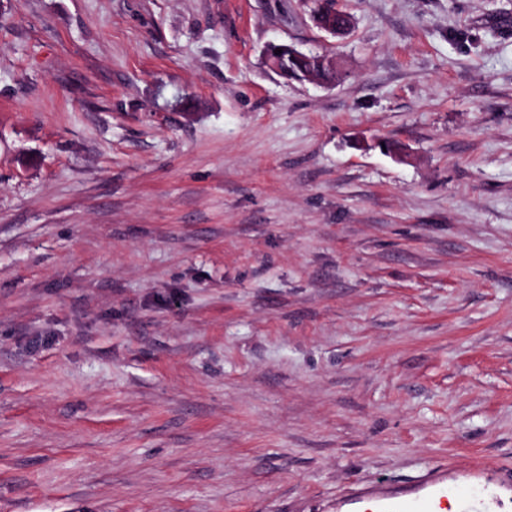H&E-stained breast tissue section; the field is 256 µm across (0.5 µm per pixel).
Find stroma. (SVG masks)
Segmentation results:
<instances>
[{
    "mask_svg": "<svg viewBox=\"0 0 512 512\" xmlns=\"http://www.w3.org/2000/svg\"><path fill=\"white\" fill-rule=\"evenodd\" d=\"M335 7L0 0V512H512V0ZM282 49L281 54L274 50ZM265 58L272 68L286 77L299 81L321 83L316 68L309 65V53L282 43H269L264 50ZM428 487L431 488L427 497H389L380 505L381 510L377 512H437L436 501L448 497V486H445L443 479L437 474L430 475Z\"/></svg>",
    "mask_w": 512,
    "mask_h": 512,
    "instance_id": "obj_1",
    "label": "stroma"
}]
</instances>
